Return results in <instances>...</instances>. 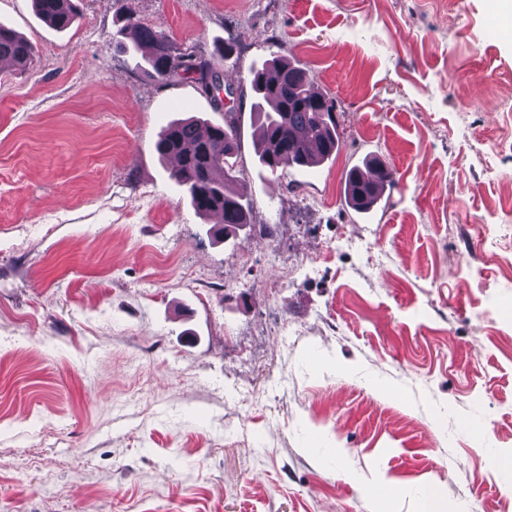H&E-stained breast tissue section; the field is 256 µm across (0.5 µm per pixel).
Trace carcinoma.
<instances>
[{
	"instance_id": "obj_1",
	"label": "carcinoma",
	"mask_w": 512,
	"mask_h": 512,
	"mask_svg": "<svg viewBox=\"0 0 512 512\" xmlns=\"http://www.w3.org/2000/svg\"><path fill=\"white\" fill-rule=\"evenodd\" d=\"M37 15L53 28H70L79 15L76 0H32ZM128 43L124 49L136 53L147 47V70L161 81L195 78L202 92L209 93L205 75L215 77L224 88L221 74L210 63L179 51L160 26L141 23L128 15L119 29ZM34 45L12 29L0 25V60L24 69L35 57ZM251 88L255 94L253 115L259 160L271 172L285 167H316L339 148L333 100L314 90L306 72L286 58H275L252 68ZM158 155L172 158L176 165L170 178L190 199L198 214L220 213L224 233L250 223L244 204L245 190L237 186L236 160L240 151L239 129L233 113L224 124L203 123L192 117L170 121L155 143ZM394 184L392 172L382 163L351 169L346 179V203L356 212L377 205Z\"/></svg>"
}]
</instances>
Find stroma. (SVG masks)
<instances>
[{
    "label": "stroma",
    "mask_w": 512,
    "mask_h": 512,
    "mask_svg": "<svg viewBox=\"0 0 512 512\" xmlns=\"http://www.w3.org/2000/svg\"><path fill=\"white\" fill-rule=\"evenodd\" d=\"M234 95L150 77L116 16ZM0 23V512H512V31L490 0H31ZM236 45L226 58L217 50ZM332 98L339 149L275 173L250 70ZM239 126L251 222L218 238L154 143ZM395 182L369 214L348 171ZM75 0H32L37 15L53 28L64 31L70 28L79 15ZM35 54V47L29 40L0 25V60H8L24 69L33 62Z\"/></svg>",
    "instance_id": "35a3bbf8"
}]
</instances>
